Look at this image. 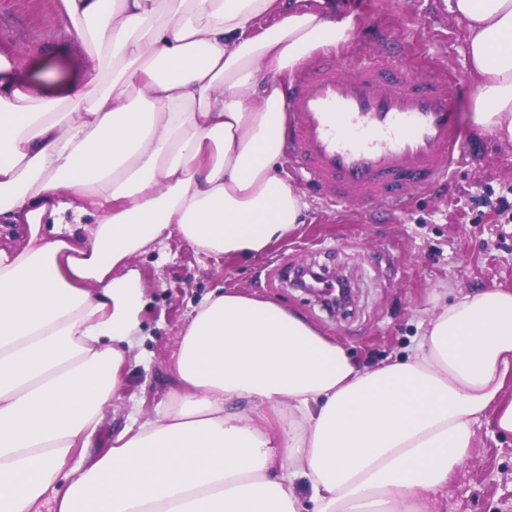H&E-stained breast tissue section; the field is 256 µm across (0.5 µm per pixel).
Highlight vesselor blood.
<instances>
[{"mask_svg": "<svg viewBox=\"0 0 512 512\" xmlns=\"http://www.w3.org/2000/svg\"><path fill=\"white\" fill-rule=\"evenodd\" d=\"M289 160L332 202L397 206L416 187L448 173L462 140L448 76L405 64L324 55L307 67L285 101Z\"/></svg>", "mask_w": 512, "mask_h": 512, "instance_id": "b4317fda", "label": "vessel or blood"}]
</instances>
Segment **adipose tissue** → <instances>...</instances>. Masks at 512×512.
Here are the masks:
<instances>
[{"label": "adipose tissue", "mask_w": 512, "mask_h": 512, "mask_svg": "<svg viewBox=\"0 0 512 512\" xmlns=\"http://www.w3.org/2000/svg\"><path fill=\"white\" fill-rule=\"evenodd\" d=\"M61 6L79 71L20 86L0 57V226L22 232L0 245V512H303L300 484L312 512H432L475 423L512 434L510 289L459 292L374 368L275 301L216 290L167 398L82 462L137 342L134 257L174 234L224 257L287 239L307 204L278 173L285 82L352 27L284 0ZM454 10L473 122L512 142V0Z\"/></svg>", "instance_id": "adipose-tissue-1"}]
</instances>
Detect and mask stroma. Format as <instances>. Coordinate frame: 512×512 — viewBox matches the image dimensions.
Wrapping results in <instances>:
<instances>
[{
    "label": "stroma",
    "mask_w": 512,
    "mask_h": 512,
    "mask_svg": "<svg viewBox=\"0 0 512 512\" xmlns=\"http://www.w3.org/2000/svg\"><path fill=\"white\" fill-rule=\"evenodd\" d=\"M0 0V55L25 84L51 83L58 68L78 69L83 53L59 11L60 0ZM351 40L336 57L375 56L377 29L405 49L412 68L447 67L463 152L448 178L417 190L403 210H350L328 204L288 169L280 174L308 204L303 222L260 256L216 259L174 237L136 256L146 306L138 343L120 399L104 413L88 457L112 443L125 424L149 415L172 385V356L193 306L218 288L276 301L298 312L352 350L366 367L406 355L422 332L421 320L460 290L512 289V218L497 202H512V143L475 128V81L465 24L451 0H350ZM326 267L347 277L355 304L330 315L318 300L291 287L287 275L301 265ZM468 458L438 495V512H512V437L491 419L474 426Z\"/></svg>",
    "instance_id": "35a3bbf8"
}]
</instances>
